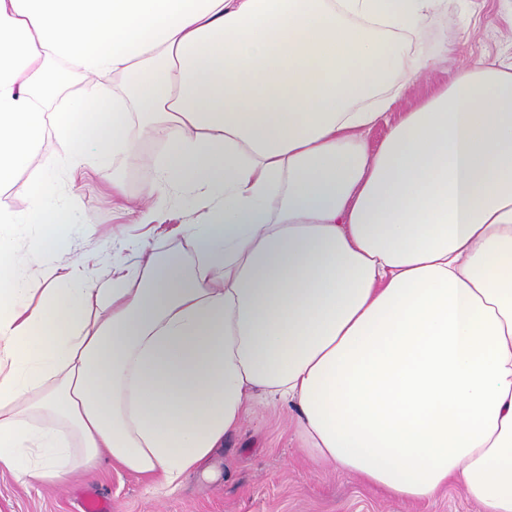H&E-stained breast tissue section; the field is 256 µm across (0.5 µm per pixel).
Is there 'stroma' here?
<instances>
[{"label": "stroma", "mask_w": 512, "mask_h": 512, "mask_svg": "<svg viewBox=\"0 0 512 512\" xmlns=\"http://www.w3.org/2000/svg\"><path fill=\"white\" fill-rule=\"evenodd\" d=\"M425 37L438 54L434 65L411 81L386 122L368 133L370 146L380 143L402 113L448 85L459 69L482 59L512 63V0H445L429 19ZM164 150L163 143L143 140L135 165L118 158L106 166L134 196L152 180L155 160ZM39 173L38 166H30L10 189L0 192V210L23 220L16 256L27 277L46 279L55 267L77 259L85 261L90 278L106 276L115 258L134 261L129 246L134 239L148 240L162 255L187 254L184 239L166 227L136 223L113 201L111 186L93 173L74 183L55 184L57 198L68 203L75 222L69 251L37 252L35 228L26 219L35 206L29 187ZM92 489L111 496L112 512H480L457 484L430 500L408 501L313 461L300 450L288 411L279 405L253 406L223 448L177 486L158 484L108 458L88 473L60 482L22 480L1 470L0 512H80L82 495Z\"/></svg>", "instance_id": "obj_1"}]
</instances>
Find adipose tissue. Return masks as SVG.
<instances>
[{"mask_svg": "<svg viewBox=\"0 0 512 512\" xmlns=\"http://www.w3.org/2000/svg\"><path fill=\"white\" fill-rule=\"evenodd\" d=\"M443 0H0V189L47 133L69 178L165 144L141 223L195 192L191 260L20 276L0 211V469L109 457L175 486L252 397L389 495L512 512V69L482 60L365 135L431 67ZM60 62L82 77L53 115ZM113 86H106V79ZM49 170L36 251L69 250ZM39 303H32L33 295Z\"/></svg>", "mask_w": 512, "mask_h": 512, "instance_id": "adipose-tissue-1", "label": "adipose tissue"}]
</instances>
